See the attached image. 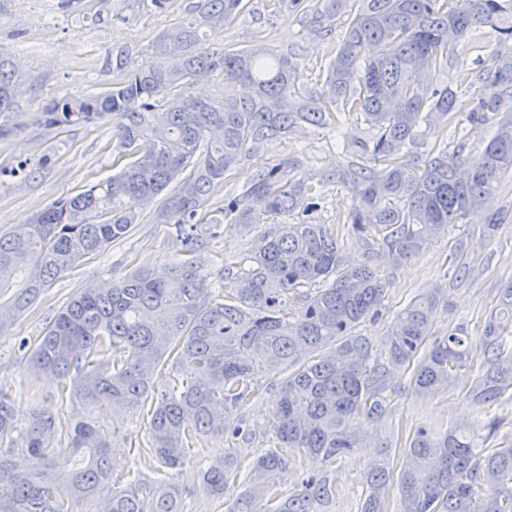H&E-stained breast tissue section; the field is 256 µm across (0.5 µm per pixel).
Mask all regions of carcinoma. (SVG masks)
<instances>
[{"instance_id":"carcinoma-1","label":"carcinoma","mask_w":512,"mask_h":512,"mask_svg":"<svg viewBox=\"0 0 512 512\" xmlns=\"http://www.w3.org/2000/svg\"><path fill=\"white\" fill-rule=\"evenodd\" d=\"M242 2L197 0L162 33L154 59L96 95L67 94L45 109L44 122L62 129L111 118L120 171L0 234V292L14 288L0 336L57 278L125 237L139 206L170 186L155 221L177 225L188 254L198 245L199 224L215 230L226 217L265 224L309 212L307 184L283 178L290 161L254 171L221 216L206 203L224 175L265 143L303 124L328 126L334 111L359 113L371 131L352 149L363 164L325 182L351 187L356 205L344 223L369 236L364 260L349 262L332 224L281 223L244 262L223 271L222 298L210 297L189 257L166 281L140 266L76 293L45 325L29 360L33 374L58 378L59 391L91 411L105 402L114 414H146L152 457L179 471L192 445L241 434L237 416L258 380L284 373L273 402L274 447L250 467L231 512H317L332 483L313 475L283 494L277 475L291 457L353 454L361 445L353 421L383 417L399 392L398 374L412 362L417 393L448 387L470 364L474 342L461 329L433 334L436 310L448 306L438 285L397 314L382 349L356 329L385 296L374 258L416 256L512 172V52L494 54L464 115L456 92L422 80L448 67V49L476 28L512 41V0H361L317 97L305 92L291 56L196 49L202 34L224 32ZM343 2L327 0L316 26L332 25ZM211 77L224 82V95H191L193 82ZM28 90L0 47V114ZM491 121L493 137L469 159L463 141L432 150L421 165L410 158L422 123L478 128ZM510 338L512 282L501 288L480 339L491 366L470 391L475 404L512 391ZM483 442L479 427L417 429L398 475L399 512H512V438L488 452ZM16 449L32 461L29 470H16ZM111 455L112 440L94 418L65 425L35 408L21 426L11 396L0 390V512H74L80 500H95L105 512H183L178 489L166 482L119 485ZM237 469L229 455L200 471L199 481L218 496ZM389 478L383 460L369 476L362 512H385Z\"/></svg>"}]
</instances>
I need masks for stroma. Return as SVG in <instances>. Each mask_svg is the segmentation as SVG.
Returning a JSON list of instances; mask_svg holds the SVG:
<instances>
[{"label":"stroma","mask_w":512,"mask_h":512,"mask_svg":"<svg viewBox=\"0 0 512 512\" xmlns=\"http://www.w3.org/2000/svg\"><path fill=\"white\" fill-rule=\"evenodd\" d=\"M83 12L63 13L58 0H0V48L11 54L31 90L20 96L13 112L5 117L9 129L0 137V233L29 221L52 201L73 194L112 173V124L56 129L45 126L41 116L46 106L65 94H95L105 90L119 75L110 59L122 53L128 68H136L152 58L160 34L193 0H173L168 13H156L151 0H81ZM325 0H249L245 13L224 30L223 40L202 41V48L225 42L237 48H270L295 57L306 92L321 90L330 61L334 58L359 0H347L330 31L315 27L313 18ZM497 51H512V41L499 42L491 28L472 31L451 56L447 70L434 71L431 86L457 88V107L468 111L471 95L461 86L491 63ZM370 131L361 116H347L340 130L295 128L288 135L268 143L261 152L228 173L224 185L211 197L209 209L222 208L227 197L240 194L258 165H273L290 158L295 162L285 178L301 179L310 188L314 209L307 219L314 224H334L354 207L352 190L338 183H325L326 175L346 168L353 156L347 148L368 139ZM164 202L154 197L141 207L140 222L121 240L110 244L83 265L58 278L40 296L37 305L16 320L9 335L0 337V389L8 391L18 421H26L32 408L59 413L73 423L84 419L88 409L82 403L58 398L56 385L29 370V348L20 339L35 340L46 322L78 291L108 278L127 275L144 265L160 278L168 277L172 265L183 255L174 228L159 224L155 215ZM504 211L512 216V174H506L486 210L470 214L465 223L449 225L418 255L395 263L382 258L378 267L388 281L386 295L374 319L359 327V334L382 342L396 313L418 293L433 285L446 288L447 307L438 309L433 323L436 335L449 329L464 328L479 337L493 309L500 288L512 281V220L500 225L494 237H485L482 225L487 211ZM265 224H223L220 233L204 232L194 260L207 278L211 290H218L217 275L235 265L259 245L264 234L275 229ZM471 269L467 279L455 277L458 261ZM488 366L483 350H475L469 368L459 373L448 389L418 394L410 373L399 376L400 392L385 417H364L354 422L363 435L362 448L348 457L326 461L319 457L293 458L278 476L280 489L289 493L310 475H327L333 485L330 498L318 512H360L368 492L367 478L382 460L389 459L399 469L402 451L419 427L437 431L459 425L481 426L502 419V432L512 431V399L476 406L468 396L475 379ZM279 389V378L262 379L258 392L241 409L244 432L231 437H209L192 449V470L232 455L239 462L240 475L229 481L222 497L205 493L201 485L189 486L183 493L184 512H229L232 502L244 489L242 476L252 461L274 445L272 404ZM101 427L112 437V466L124 472L133 470L148 480H157L156 463L141 448L146 425L140 415L113 414L110 408L97 410Z\"/></svg>","instance_id":"1"}]
</instances>
